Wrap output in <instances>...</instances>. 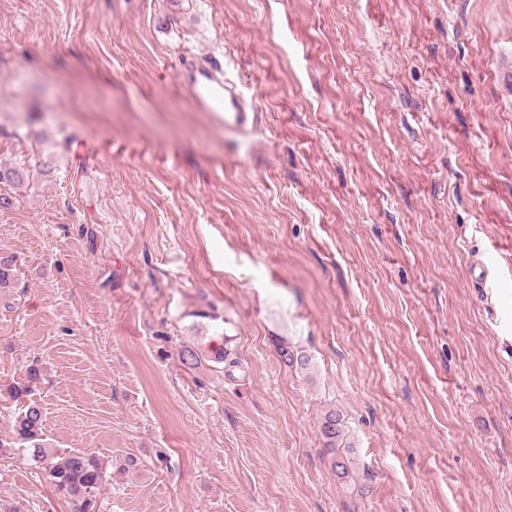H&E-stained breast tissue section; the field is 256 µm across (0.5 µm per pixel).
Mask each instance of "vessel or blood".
Listing matches in <instances>:
<instances>
[{"instance_id": "vessel-or-blood-1", "label": "vessel or blood", "mask_w": 512, "mask_h": 512, "mask_svg": "<svg viewBox=\"0 0 512 512\" xmlns=\"http://www.w3.org/2000/svg\"><path fill=\"white\" fill-rule=\"evenodd\" d=\"M179 85L193 108L210 113L220 127L248 129L258 114L240 85L227 76L215 55L185 57L177 71Z\"/></svg>"}]
</instances>
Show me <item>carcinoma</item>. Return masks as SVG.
<instances>
[{
  "label": "carcinoma",
  "mask_w": 512,
  "mask_h": 512,
  "mask_svg": "<svg viewBox=\"0 0 512 512\" xmlns=\"http://www.w3.org/2000/svg\"><path fill=\"white\" fill-rule=\"evenodd\" d=\"M25 177L21 169L0 165V183L20 185ZM16 270V256L0 253V289L14 286ZM224 341V334L218 333L204 343L186 345L180 353L181 362L189 368L210 362L213 369L220 368L230 377L232 368L238 366V362L231 358V353L224 347ZM277 349L285 365H296L302 369L308 365L307 356L294 350L287 341H280ZM39 380V370L32 367L26 382H18L10 388V396L23 402V405L13 418L9 434L0 436V458L20 452L30 453L46 482L71 499L74 512H97V495L107 482V464L98 455L85 449L55 452L47 448L43 410L32 398L33 384ZM319 432L336 476L340 479L351 477L343 414L335 409L326 411L320 421Z\"/></svg>",
  "instance_id": "1"
}]
</instances>
